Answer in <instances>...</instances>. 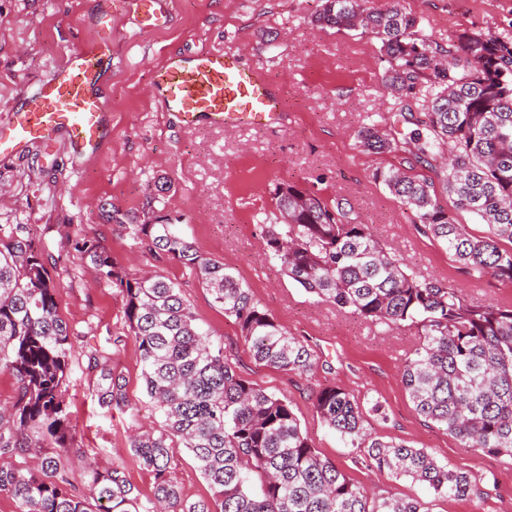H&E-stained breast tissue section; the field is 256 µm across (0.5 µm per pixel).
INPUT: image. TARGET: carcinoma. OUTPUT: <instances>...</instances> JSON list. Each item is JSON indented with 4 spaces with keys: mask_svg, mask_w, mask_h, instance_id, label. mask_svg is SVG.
<instances>
[{
    "mask_svg": "<svg viewBox=\"0 0 512 512\" xmlns=\"http://www.w3.org/2000/svg\"><path fill=\"white\" fill-rule=\"evenodd\" d=\"M313 22L338 33L361 31L380 43L390 64L386 88L399 112L423 118L400 141L373 121L360 132L374 153L409 149L435 177L393 165L373 181L387 189L440 241L467 273L512 280V24L502 31L464 32L448 45L430 40L421 19L369 0H321ZM447 197L452 206L443 204ZM283 224L260 225L264 251L306 293L390 328H420L402 382L417 414L445 427L463 448L512 457V306L474 302L457 288L421 281L376 240L351 204L297 183L277 186ZM142 215L111 210L109 223L196 271L224 315L235 318L255 361L300 376L317 358L288 335L231 268L200 254L176 223L147 203ZM487 225L475 237L455 212ZM511 244L504 249L502 245ZM74 249L125 299L124 316L138 343L142 388L162 419L135 433L129 448L153 474L146 499L120 465L88 470L85 489L62 457L81 454L66 402L73 336L61 317L60 284L35 252L24 224L0 225V372L16 380L14 401L0 409V494L19 512H429L414 498L369 496L322 458L302 432L291 402L241 376L215 346L178 288L161 275L128 278L99 243ZM110 349L90 346L83 373L107 411H135L123 379L107 367ZM322 422L369 467L425 485L436 497L478 499L484 491L464 471L439 463L424 448L383 441L365 426L360 406L338 385L319 389ZM50 441L41 473L12 463ZM184 447L212 490L190 502L172 478L174 449ZM259 480L260 490L253 489Z\"/></svg>",
    "mask_w": 512,
    "mask_h": 512,
    "instance_id": "1",
    "label": "carcinoma"
}]
</instances>
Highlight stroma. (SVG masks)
I'll return each instance as SVG.
<instances>
[{
    "mask_svg": "<svg viewBox=\"0 0 512 512\" xmlns=\"http://www.w3.org/2000/svg\"><path fill=\"white\" fill-rule=\"evenodd\" d=\"M423 19L427 35L447 44L462 32L498 30L512 23V0H372ZM94 0H0V115L35 89L60 63L84 30ZM319 0H180L165 29L139 31L129 13L112 19V72L104 78L112 109V140L90 160L65 140L49 148L33 144L0 156V225H26L36 249L47 256L61 283L59 312L85 345L110 343L109 362L121 374L137 411L104 412L73 369L66 395L77 427L75 444L105 467L122 463L143 496L154 477L132 459V430L161 424L141 386L137 343L124 318V299L111 282L80 266L76 241H97L118 271L135 277L151 271L172 280L196 317L224 346L235 369L267 392L287 398L301 430L320 455L355 484L394 497H417L430 512H512V459L459 447L447 431L420 417L401 382L404 362L419 341L416 327L390 330L320 301L296 286L278 261L265 254L263 224L278 222L276 187L295 182L324 199L344 196L376 238L403 258L411 273L458 288L477 302L512 305V282L470 277L445 246L422 232L414 216L382 186L376 168L399 164L402 155L374 154L359 132L380 115L393 136L412 126L391 108L382 86L389 64L378 41L314 26ZM233 49L263 67L284 89L288 125L183 129L147 95L150 70L165 53ZM177 218L181 235L205 257L224 262L289 335L319 361L310 376L257 363L234 318L214 305L196 272L151 253L124 227L105 222L102 211L142 213L146 204ZM342 386L362 408L381 404L384 417L367 427L383 440L425 448L438 461L480 480L484 499H447L424 486L366 467L317 415L314 395Z\"/></svg>",
    "mask_w": 512,
    "mask_h": 512,
    "instance_id": "obj_1",
    "label": "stroma"
}]
</instances>
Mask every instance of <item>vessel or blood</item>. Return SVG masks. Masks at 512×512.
Listing matches in <instances>:
<instances>
[{
  "label": "vessel or blood",
  "mask_w": 512,
  "mask_h": 512,
  "mask_svg": "<svg viewBox=\"0 0 512 512\" xmlns=\"http://www.w3.org/2000/svg\"><path fill=\"white\" fill-rule=\"evenodd\" d=\"M174 0H99L84 36L67 48L62 63L36 90L21 94L0 116V156L22 151L33 142L65 136L78 154L92 157L111 129L101 82L112 70V17L133 11L145 31L166 27ZM150 98L185 128L284 125V95L239 52L201 49L167 53L152 72Z\"/></svg>",
  "instance_id": "1"
}]
</instances>
